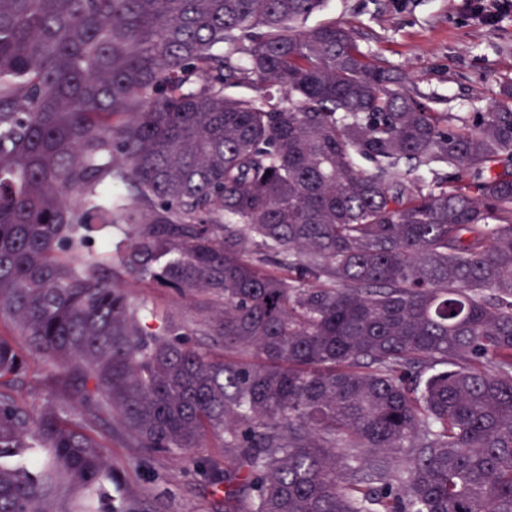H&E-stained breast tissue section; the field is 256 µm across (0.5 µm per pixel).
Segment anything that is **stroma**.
<instances>
[{"label": "stroma", "instance_id": "obj_1", "mask_svg": "<svg viewBox=\"0 0 512 512\" xmlns=\"http://www.w3.org/2000/svg\"><path fill=\"white\" fill-rule=\"evenodd\" d=\"M386 2L329 0L307 24L353 26L362 49L408 73L413 87L440 99L447 112L476 111L497 100L503 86H512V8L499 11L487 24L473 14L469 0H408L398 12ZM128 291L136 303L174 314L184 331L208 318L192 298L150 281L130 283ZM49 370L43 360H30L23 388L28 407L40 411L63 405L75 417L86 418L78 403L49 393ZM109 460L123 492L157 501L160 512H215L211 479L231 458L211 443L171 456L116 442Z\"/></svg>", "mask_w": 512, "mask_h": 512}]
</instances>
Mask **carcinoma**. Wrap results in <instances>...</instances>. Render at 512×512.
Listing matches in <instances>:
<instances>
[{
  "instance_id": "obj_1",
  "label": "carcinoma",
  "mask_w": 512,
  "mask_h": 512,
  "mask_svg": "<svg viewBox=\"0 0 512 512\" xmlns=\"http://www.w3.org/2000/svg\"><path fill=\"white\" fill-rule=\"evenodd\" d=\"M325 4L0 0V512H158L114 434L213 436L224 512H512V87L444 112ZM127 291L138 304L154 309L160 314H174L183 327L182 332H194L196 324L208 320L210 315L202 311L192 298L172 289L158 288L147 280L131 282ZM49 370L50 366L41 359H31L29 361L28 374L23 388L28 407L32 411H41L47 405H63L75 417L86 419L89 426L97 429L99 423L90 417L82 406L72 399L67 400L61 392L49 393L45 381Z\"/></svg>"
}]
</instances>
